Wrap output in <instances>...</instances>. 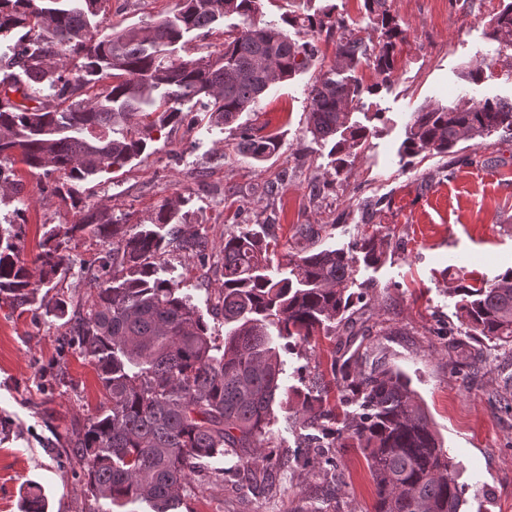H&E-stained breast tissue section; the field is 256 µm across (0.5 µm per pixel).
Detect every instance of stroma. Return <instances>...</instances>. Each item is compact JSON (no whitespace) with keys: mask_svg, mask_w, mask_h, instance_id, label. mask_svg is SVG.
Wrapping results in <instances>:
<instances>
[{"mask_svg":"<svg viewBox=\"0 0 512 512\" xmlns=\"http://www.w3.org/2000/svg\"><path fill=\"white\" fill-rule=\"evenodd\" d=\"M176 0H106L103 13L117 27L164 18ZM504 0H390L402 31L388 79L371 63L354 72L360 94L349 118L370 135L358 156L335 172L329 143L306 130L308 88L334 65L330 40H315L310 67L273 84L243 121L258 134H278L279 151L263 162L238 152L232 127L211 123L202 102H184L181 124L156 133L142 159L117 172L79 183L76 203L53 192L54 181L14 165L21 191L0 205V224L20 225L22 256L32 259L44 233L78 221L79 205L104 204L130 224H145L165 202L179 203L188 230L213 245L257 223L267 224L277 244L297 225L311 224L315 250L350 248L361 233L389 236L385 259L357 263L351 287L362 323L356 342L368 361L403 371L426 408L465 484L462 512H512V350L491 347L485 360L463 366L453 346L459 283L491 282L512 268V131L479 143L458 145L459 162L439 155L408 158L399 147L413 112L437 103L454 105L487 98L512 103V48L493 37L490 19ZM344 18L366 42L382 31L364 0H263L262 18L286 14ZM240 19L227 16L208 36L186 34L172 57L188 60L220 48ZM484 68V79L470 73ZM383 120H375V113ZM275 192H268V185ZM105 246L85 235L71 244V269L57 287H41L33 303L16 307L0 300V512H23L29 484L41 486L47 512H93L95 503L70 457L71 441L99 413L105 397L89 360L67 345L68 327L55 316L59 295L81 302L90 290L81 267L95 264ZM161 278L178 283L203 314L214 336L224 334L213 312L215 270L164 256ZM349 330L317 337L306 347L280 352L283 374L273 406L276 444L299 453L306 428L286 406L288 395L307 390L341 356ZM343 481L326 496L322 475L299 465L280 470L277 490L205 486L188 501L192 512H371L374 488L358 449L343 454Z\"/></svg>","mask_w":512,"mask_h":512,"instance_id":"1","label":"stroma"}]
</instances>
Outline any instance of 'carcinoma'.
Returning a JSON list of instances; mask_svg holds the SVG:
<instances>
[{
  "label": "carcinoma",
  "instance_id": "1",
  "mask_svg": "<svg viewBox=\"0 0 512 512\" xmlns=\"http://www.w3.org/2000/svg\"><path fill=\"white\" fill-rule=\"evenodd\" d=\"M0 0V37L25 33L7 46L19 73L0 79V163H20L34 175H57L62 199L72 186L140 157L154 133L183 121L178 105L204 97L218 124H236L269 87L309 67L317 47L299 43L275 22L258 23L261 0H179L174 13L143 26L108 33L91 30L90 17L103 0ZM383 39L369 44L347 33L345 21L326 14L306 18L309 32L334 40L335 69L352 72L367 60L382 79L393 70L401 34L389 0H364ZM237 15L244 26L222 48L195 59H168L184 35L204 31L220 18ZM494 34L512 46V2L495 17ZM83 59L70 72L66 61ZM112 85L94 99L83 98L95 77ZM20 97L14 101L10 95ZM359 94L353 77L319 75L310 85L307 131L333 141L336 173L361 148L368 127L348 121ZM237 148L262 162L280 148L277 136H259L237 124ZM512 130V104L485 100L435 105L413 113L401 145L403 155H447L462 140ZM74 224L48 231L30 261L21 257L14 225H0V296L17 306L31 303L35 288L66 277L70 244L87 233L108 245L98 266L84 269L90 299L60 296L57 317L69 324L74 351L95 367L108 406L88 419L72 448L90 496L117 512L145 504L150 512H176L192 493V479L209 485L244 480L265 485L291 457L277 450L273 404L280 389V354L273 337L288 348L315 336L336 334L353 322L349 285L354 259L343 249L312 250L301 241L315 233L296 227V242L271 258L266 229L245 228L224 238L216 310L230 326L219 341L191 298L157 276V260L172 246L206 263L209 239L173 224L176 205L165 203L151 225L122 223L105 206H85ZM385 238H359L364 261L381 260ZM457 317L465 327L456 347L474 343L512 346V269L494 282L461 284ZM332 379L319 375L313 389L296 394L313 466L342 474L341 449L357 448L372 478L373 512H461L464 488L453 475L448 452L409 381L384 364L364 365L354 349L330 365ZM337 387L338 402L329 394ZM356 404L359 412L338 413ZM232 457L219 471L202 461Z\"/></svg>",
  "mask_w": 512,
  "mask_h": 512
}]
</instances>
